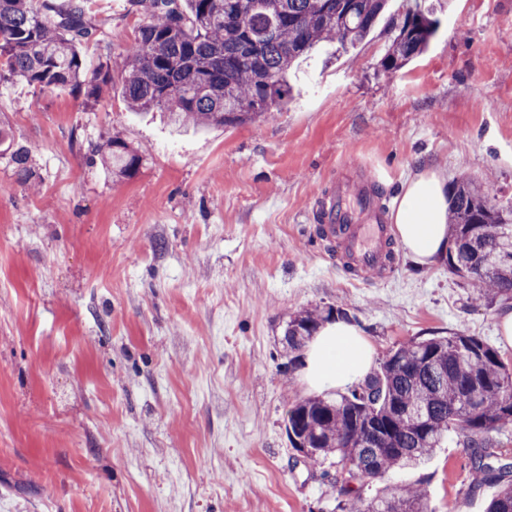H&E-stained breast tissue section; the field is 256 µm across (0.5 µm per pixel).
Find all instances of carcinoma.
<instances>
[{"label": "carcinoma", "mask_w": 512, "mask_h": 512, "mask_svg": "<svg viewBox=\"0 0 512 512\" xmlns=\"http://www.w3.org/2000/svg\"><path fill=\"white\" fill-rule=\"evenodd\" d=\"M387 0H132L144 15L122 54V95L131 112L160 109L175 132L186 126H238L281 111L293 98L289 70L323 43L362 42ZM100 25L92 0H0V77L39 88L68 89L99 101L112 89V67L88 71L80 47ZM380 66L401 69L439 28L433 8L406 4ZM266 106L253 112L247 105ZM10 152L18 180L30 181V153ZM118 178L132 177L142 156L118 133L93 148ZM448 272L475 285V300L512 296V208L498 207L468 181L449 209ZM342 310H303L288 320L289 364L324 322ZM512 424V366L462 330L414 340L391 351L380 369L346 394L315 396L288 410V438L313 465L334 457L348 480L416 468L462 432L474 470L500 489L488 512H512V467L486 462L490 433ZM365 512H431L418 486L373 498Z\"/></svg>", "instance_id": "cac0c4a2"}]
</instances>
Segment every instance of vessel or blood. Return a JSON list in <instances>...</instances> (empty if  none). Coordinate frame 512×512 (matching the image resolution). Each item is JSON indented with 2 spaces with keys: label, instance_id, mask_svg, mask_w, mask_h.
<instances>
[{
  "label": "vessel or blood",
  "instance_id": "1",
  "mask_svg": "<svg viewBox=\"0 0 512 512\" xmlns=\"http://www.w3.org/2000/svg\"><path fill=\"white\" fill-rule=\"evenodd\" d=\"M355 182L333 184L328 203L316 214L336 255L358 277L386 276L392 270L388 252L392 229L386 209L374 191L377 177L361 163H353Z\"/></svg>",
  "mask_w": 512,
  "mask_h": 512
}]
</instances>
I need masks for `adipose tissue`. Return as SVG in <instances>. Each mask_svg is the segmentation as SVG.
Instances as JSON below:
<instances>
[{"label":"adipose tissue","instance_id":"adipose-tissue-1","mask_svg":"<svg viewBox=\"0 0 512 512\" xmlns=\"http://www.w3.org/2000/svg\"><path fill=\"white\" fill-rule=\"evenodd\" d=\"M391 219L398 239L413 262L434 263L448 252V176L432 168L409 176ZM374 362V350L363 332L338 320L325 324L305 351L302 379L322 393L361 382Z\"/></svg>","mask_w":512,"mask_h":512}]
</instances>
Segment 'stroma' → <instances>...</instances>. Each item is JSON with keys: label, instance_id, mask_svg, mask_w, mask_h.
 <instances>
[{"label": "stroma", "instance_id": "stroma-1", "mask_svg": "<svg viewBox=\"0 0 512 512\" xmlns=\"http://www.w3.org/2000/svg\"><path fill=\"white\" fill-rule=\"evenodd\" d=\"M403 6L290 73L287 110L182 137L123 100L143 20L129 0H94L109 23L82 49L88 69L113 65L109 96L0 79V126L33 163L22 186L0 155V512H362L416 484L432 512H486L496 488L459 433L346 498L286 433L309 392L281 338L307 308L344 309L379 363L462 330L512 364V299L475 302L445 261L399 245L390 277L353 278L312 219L355 159L389 209L422 167L512 205V0H442L428 51L387 73ZM114 132L143 157L133 178L88 159Z\"/></svg>", "mask_w": 512, "mask_h": 512}]
</instances>
